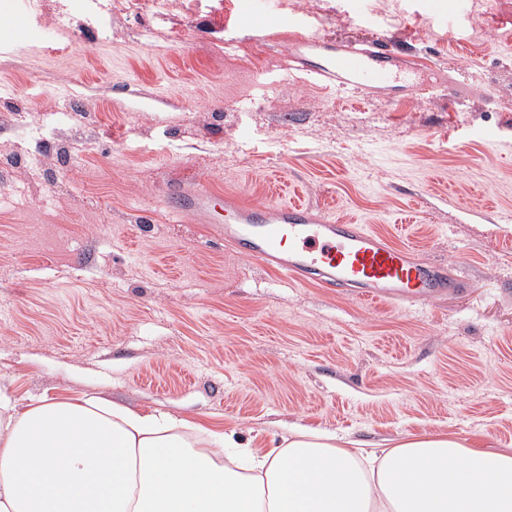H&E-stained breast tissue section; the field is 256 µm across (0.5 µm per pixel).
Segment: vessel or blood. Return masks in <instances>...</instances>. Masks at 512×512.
Returning <instances> with one entry per match:
<instances>
[{"instance_id":"obj_1","label":"vessel or blood","mask_w":512,"mask_h":512,"mask_svg":"<svg viewBox=\"0 0 512 512\" xmlns=\"http://www.w3.org/2000/svg\"><path fill=\"white\" fill-rule=\"evenodd\" d=\"M289 59L295 70L326 87L369 95L398 94L414 87L419 95L468 93L466 86L445 81L417 82L413 66L385 40L334 44L300 34ZM216 195L205 184L182 187L167 197L171 214L192 218L217 229L225 245L242 250L272 267L282 280L316 283L326 288L356 289L361 300L390 305L427 301L456 287L444 266L418 261L411 249L367 230L337 221L325 210L294 201L260 204L239 196L225 197L226 221L214 217Z\"/></svg>"}]
</instances>
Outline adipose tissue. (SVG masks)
<instances>
[{
	"label": "adipose tissue",
	"mask_w": 512,
	"mask_h": 512,
	"mask_svg": "<svg viewBox=\"0 0 512 512\" xmlns=\"http://www.w3.org/2000/svg\"><path fill=\"white\" fill-rule=\"evenodd\" d=\"M0 512H512V453L300 427L248 448L163 410L84 394L20 411L0 392Z\"/></svg>",
	"instance_id": "ef3b65f1"
}]
</instances>
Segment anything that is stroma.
Here are the masks:
<instances>
[{
	"instance_id": "stroma-1",
	"label": "stroma",
	"mask_w": 512,
	"mask_h": 512,
	"mask_svg": "<svg viewBox=\"0 0 512 512\" xmlns=\"http://www.w3.org/2000/svg\"><path fill=\"white\" fill-rule=\"evenodd\" d=\"M276 0L309 33L392 39L437 93H329L256 0H0V390L99 394L259 448L448 432L512 450V0ZM50 146L27 163L28 134ZM204 181L303 200L452 266L426 306L288 284L168 213Z\"/></svg>"
}]
</instances>
